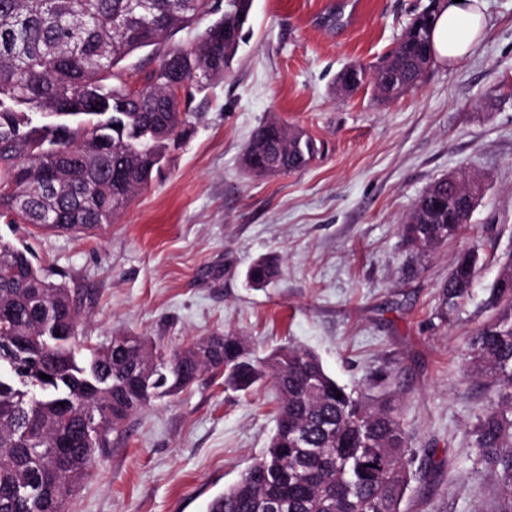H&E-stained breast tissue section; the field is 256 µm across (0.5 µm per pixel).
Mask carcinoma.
<instances>
[{"label":"carcinoma","instance_id":"carcinoma-1","mask_svg":"<svg viewBox=\"0 0 512 512\" xmlns=\"http://www.w3.org/2000/svg\"><path fill=\"white\" fill-rule=\"evenodd\" d=\"M246 0H0V221L59 233L110 224L145 190L189 123L188 103L224 76L236 51L211 41L217 27L243 30ZM431 6L415 15L400 42L376 66L354 63L336 76L349 96L367 81L397 97L420 86L432 51ZM202 15L215 19L197 37L164 48ZM151 47L157 64L136 96L121 63ZM183 84L176 97L171 87ZM311 138L272 118L252 132L246 171L257 159L280 174L306 168ZM413 204L401 232L422 253L457 237L470 221L466 199L440 179ZM473 252L460 256L439 290L436 317L448 320L469 296ZM278 275L275 259L249 267L253 287ZM485 307L493 315L471 339L463 377L496 386L475 425L481 462L498 478L497 512H512V253L500 259ZM0 314L25 340L0 335V512H69L96 453L112 430L156 396L182 391L201 375L248 391L269 380L280 396L278 421L262 456L216 496L207 512H401L413 469L408 436L394 406L368 403L338 384L313 351L281 346L258 357L234 334L201 336L164 350L145 337L125 354L111 343L78 348L63 336L82 311L69 291L36 267L27 247L0 238ZM59 334L61 338L52 340ZM50 376L45 380L40 374ZM341 398H336V395ZM104 437L65 453L58 445L84 426Z\"/></svg>","mask_w":512,"mask_h":512}]
</instances>
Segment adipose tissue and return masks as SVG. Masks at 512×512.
Masks as SVG:
<instances>
[{
  "label": "adipose tissue",
  "instance_id": "ef3b65f1",
  "mask_svg": "<svg viewBox=\"0 0 512 512\" xmlns=\"http://www.w3.org/2000/svg\"><path fill=\"white\" fill-rule=\"evenodd\" d=\"M485 29L478 0H444L432 34L435 60L451 64L465 60Z\"/></svg>",
  "mask_w": 512,
  "mask_h": 512
}]
</instances>
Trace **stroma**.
Here are the masks:
<instances>
[{"label":"stroma","instance_id":"35a3bbf8","mask_svg":"<svg viewBox=\"0 0 512 512\" xmlns=\"http://www.w3.org/2000/svg\"><path fill=\"white\" fill-rule=\"evenodd\" d=\"M428 0H253L245 39L223 78L196 95L179 145L129 208L91 236L0 223L51 280L79 300L91 343L145 336L171 349L200 336L246 337L254 355L314 351L340 384L395 405L428 482L403 512H495L496 476L480 463L474 424L493 387L463 377L467 344L488 318L486 288L512 252V0H484L473 54L434 62L393 100L373 86L344 97L336 76L377 64ZM276 117L311 136L313 163L254 179L242 154ZM466 170L484 194L461 234L427 255L400 233L436 180ZM473 250L478 276L448 320L438 291ZM280 275L247 285L256 258ZM271 383L243 393L223 377L151 399L112 431L71 512H206L268 445Z\"/></svg>","mask_w":512,"mask_h":512}]
</instances>
